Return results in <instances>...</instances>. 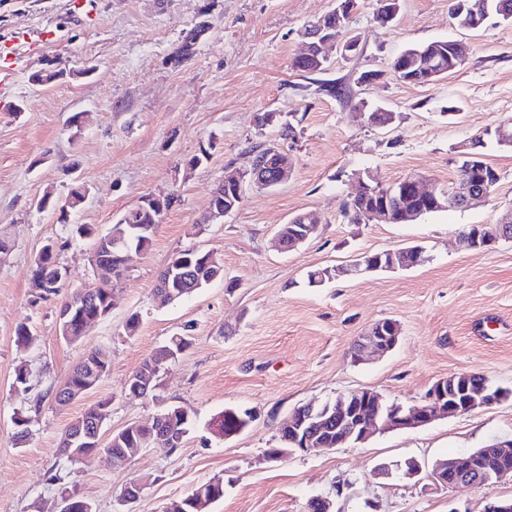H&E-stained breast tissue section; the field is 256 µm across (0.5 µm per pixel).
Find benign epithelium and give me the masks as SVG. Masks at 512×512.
<instances>
[{
  "instance_id": "1",
  "label": "benign epithelium",
  "mask_w": 512,
  "mask_h": 512,
  "mask_svg": "<svg viewBox=\"0 0 512 512\" xmlns=\"http://www.w3.org/2000/svg\"><path fill=\"white\" fill-rule=\"evenodd\" d=\"M340 34L332 33L323 21L316 19L307 25L302 34L304 55L323 64V48L339 40ZM291 169V159L279 163L274 175L263 172L256 160H251L249 168L242 170L231 166L224 169V181L233 182L237 188V199L224 207L210 206L207 221L211 224L223 223L224 217L236 210L249 188L268 189L281 184ZM399 193H412L432 203L433 207L445 208L447 204L471 202L488 197V194L471 187L452 186L436 194L424 188L421 178H407ZM418 216L411 209L394 210L388 207L365 211V221L379 224H397L408 222ZM506 239L500 233L493 236L477 231L472 236H463L460 243L468 248L488 247ZM384 268L382 264L367 263L358 258L346 267L335 268L336 276L364 274ZM400 324L385 319L373 324L360 336L353 348V358L361 361L370 354H384L393 350L399 343ZM512 395L499 390L492 392L477 381L472 373H453L438 379L424 395L423 399L412 405L390 404L372 389L341 394L336 397V407L327 403L309 404L298 412L288 416L282 425V432L294 439V448H270L266 459L277 462L296 453H306L322 444L323 436L335 434L334 446H343L349 442L368 440L375 432L384 429H416L451 414H464L480 407L495 405ZM512 454V439L499 440L488 448L469 452L459 458L438 462L434 465L430 478L441 487L465 485L482 487L493 482L512 480L511 470H491L485 466V460L491 455L509 456ZM142 483L133 481L120 493L118 501L122 505L137 502L141 496ZM58 512H93L90 502L73 496L64 497Z\"/></svg>"
}]
</instances>
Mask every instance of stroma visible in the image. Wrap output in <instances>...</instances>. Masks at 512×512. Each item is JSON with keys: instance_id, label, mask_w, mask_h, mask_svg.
Instances as JSON below:
<instances>
[{"instance_id": "1", "label": "stroma", "mask_w": 512, "mask_h": 512, "mask_svg": "<svg viewBox=\"0 0 512 512\" xmlns=\"http://www.w3.org/2000/svg\"><path fill=\"white\" fill-rule=\"evenodd\" d=\"M0 0V40L20 29L45 28L52 39L0 67V512H55L62 495L77 493L95 512H115L131 481L147 484L136 512H162L212 477L224 497L209 512H306L314 496L336 512H483L512 498V481L480 488L433 485L437 460L512 439V399L437 420L417 429L385 430L365 442L316 449L279 462L282 422L296 408L363 389L404 405L418 402L437 379L471 372L512 390V240L467 249L459 235L471 224H493L512 210V147L489 130L512 123V22L478 30L455 25L454 0H399L388 22L377 0H360L347 33L356 54L327 51L324 71L293 68L304 26L334 0ZM207 19L209 33L181 67L169 56L184 29ZM469 46L464 64L427 84L397 78L392 60L408 47L439 40ZM60 71L47 86L34 74ZM393 112L386 128L369 124L375 108ZM274 113L273 124L257 119ZM79 116L80 128L69 125ZM292 126L294 169L272 189L247 190L220 224H201L212 189L234 163L249 167L248 147L275 143ZM482 136V153L500 180L486 201L422 216L411 224H352L343 206L357 175L393 184L409 175L432 189L456 175L458 146ZM208 148L209 157L188 161ZM84 203L61 219L37 205L45 193L64 202L73 183ZM174 195L147 251L116 282V304L81 342L59 332L60 297L37 298L34 260L46 244L68 271L71 289L96 283L92 239L73 227L109 231L146 195ZM314 212L317 231L297 249L275 244L278 228ZM424 248L410 269L340 277L321 286L310 271L340 267L366 253ZM216 253L223 279L183 301L157 306L160 271L177 252ZM140 327L127 335L131 314ZM394 319L401 336L385 356L358 362L352 349L371 324ZM33 336L15 342L18 324ZM190 346L161 371L162 402L187 408L195 426L181 448L156 444L121 469L98 458L73 464L60 454L69 423L109 400L102 428L110 436L133 422H151L158 403L131 394L128 376L179 332ZM105 349L112 365L97 387L68 406L54 405L85 350ZM25 367L30 391L15 384ZM43 400L25 445L14 441L16 413ZM256 417L229 439L209 425L224 408ZM422 471L404 476L407 459ZM392 474H379V465ZM60 481H52V474Z\"/></svg>"}]
</instances>
